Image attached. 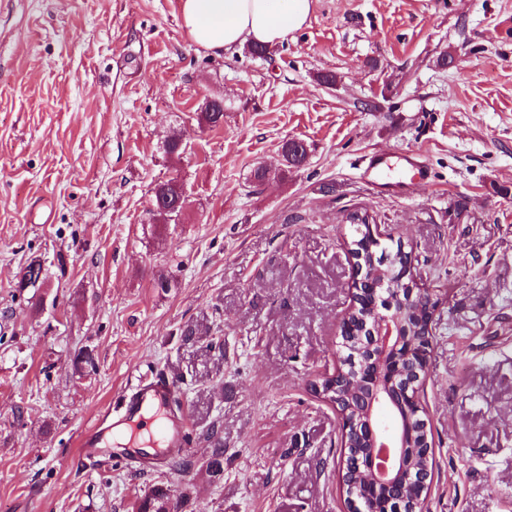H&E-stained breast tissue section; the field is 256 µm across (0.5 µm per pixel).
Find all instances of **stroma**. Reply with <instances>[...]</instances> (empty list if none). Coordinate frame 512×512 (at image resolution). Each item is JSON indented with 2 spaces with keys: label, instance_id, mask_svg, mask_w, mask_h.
<instances>
[{
  "label": "stroma",
  "instance_id": "stroma-1",
  "mask_svg": "<svg viewBox=\"0 0 512 512\" xmlns=\"http://www.w3.org/2000/svg\"><path fill=\"white\" fill-rule=\"evenodd\" d=\"M211 96L219 128L198 121ZM289 139L304 165L254 184ZM381 150L428 179L368 183ZM172 178L188 204L166 224L152 189ZM357 215L438 303L428 512H512V0H314L263 58L195 46L181 0H0V512H133L161 485L182 512H348L338 415L309 382L336 361ZM35 258L48 279L19 287ZM160 373L188 473L81 459V432ZM203 435L210 443L212 451L202 467H205L211 477H219L224 473V440L221 430L215 422H212Z\"/></svg>",
  "mask_w": 512,
  "mask_h": 512
}]
</instances>
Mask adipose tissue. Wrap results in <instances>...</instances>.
I'll return each instance as SVG.
<instances>
[{
    "label": "adipose tissue",
    "instance_id": "adipose-tissue-1",
    "mask_svg": "<svg viewBox=\"0 0 512 512\" xmlns=\"http://www.w3.org/2000/svg\"><path fill=\"white\" fill-rule=\"evenodd\" d=\"M314 0H182L185 29L200 48L228 53L248 43L274 45L309 20Z\"/></svg>",
    "mask_w": 512,
    "mask_h": 512
}]
</instances>
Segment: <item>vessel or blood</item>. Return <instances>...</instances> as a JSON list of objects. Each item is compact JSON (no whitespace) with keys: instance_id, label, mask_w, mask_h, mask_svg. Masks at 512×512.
Masks as SVG:
<instances>
[{"instance_id":"1","label":"vessel or blood","mask_w":512,"mask_h":512,"mask_svg":"<svg viewBox=\"0 0 512 512\" xmlns=\"http://www.w3.org/2000/svg\"><path fill=\"white\" fill-rule=\"evenodd\" d=\"M409 174L426 179L427 170L414 157L377 151L365 160L363 174L372 182L383 181L391 173ZM178 392L177 383L155 376L142 381L136 391L124 396L119 412L104 411L79 438L83 457H106L112 453L116 437L122 436L132 451L146 449L174 456L189 446V429L185 421L170 413Z\"/></svg>"}]
</instances>
